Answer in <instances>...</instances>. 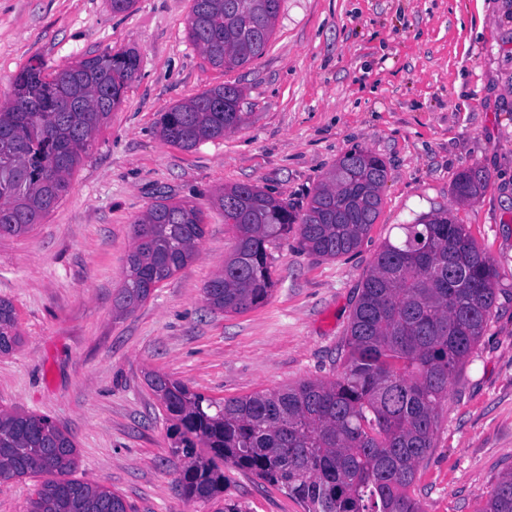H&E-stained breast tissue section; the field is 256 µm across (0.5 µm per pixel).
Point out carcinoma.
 I'll list each match as a JSON object with an SVG mask.
<instances>
[{
  "instance_id": "cac0c4a2",
  "label": "carcinoma",
  "mask_w": 512,
  "mask_h": 512,
  "mask_svg": "<svg viewBox=\"0 0 512 512\" xmlns=\"http://www.w3.org/2000/svg\"><path fill=\"white\" fill-rule=\"evenodd\" d=\"M280 0H193L189 40L225 71L261 57ZM132 50L86 57L45 72H20L0 106V235L21 236L69 192V176L136 78ZM241 89L224 83L165 111L159 134L189 150L250 122ZM384 160L345 153L295 213L251 184L224 187L215 203L236 234L224 269L204 286L212 309L241 313L274 287L267 245L297 227L309 254L336 259L356 251L380 215ZM488 176L461 172L457 201L482 194ZM386 240L362 283L333 380L216 401L158 372L146 381L171 421L176 482L189 500L224 492L230 463L281 487L305 512H421L412 496L418 464L434 447L448 384L491 318L498 271L450 209L433 210ZM205 234L199 207L160 196L133 224L128 274L115 297L132 312L160 282L186 268ZM21 344L13 305L0 299V354ZM72 436L45 415L0 410V479L43 476L27 512H128L108 487L73 477ZM476 512H512V470Z\"/></svg>"
}]
</instances>
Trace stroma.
Listing matches in <instances>:
<instances>
[{"label": "stroma", "mask_w": 512, "mask_h": 512, "mask_svg": "<svg viewBox=\"0 0 512 512\" xmlns=\"http://www.w3.org/2000/svg\"><path fill=\"white\" fill-rule=\"evenodd\" d=\"M193 0H0V105L31 60L46 71L109 50L140 57L121 106L69 177L68 194L24 236H0V298L22 343L0 355V409L51 417L73 437L78 479L122 495L131 512H218L186 500L171 464L170 422L149 389L159 372L221 400L332 379L357 295L399 225L451 209L498 272L490 322L452 378L413 495L421 512H475L512 469V0H281L265 53L231 71L190 42ZM243 91L244 128L183 150L157 122L224 83ZM382 158V207L362 245L324 259L297 232L268 247L263 304L213 310L203 286L235 234L219 189L259 186L303 210L346 152ZM489 175L457 203L458 173ZM161 195L206 215L199 255L133 312L114 298L135 219ZM224 494L245 512H303L284 490L225 465Z\"/></svg>", "instance_id": "obj_1"}]
</instances>
